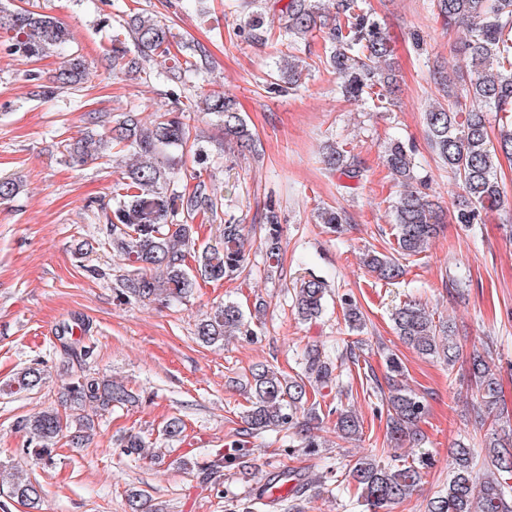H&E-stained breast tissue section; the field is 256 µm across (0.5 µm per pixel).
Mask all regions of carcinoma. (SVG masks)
<instances>
[{
    "label": "carcinoma",
    "instance_id": "1",
    "mask_svg": "<svg viewBox=\"0 0 512 512\" xmlns=\"http://www.w3.org/2000/svg\"><path fill=\"white\" fill-rule=\"evenodd\" d=\"M322 0H287L279 9V31L264 27L262 17L251 19L241 29L247 37L264 43H284L289 52H283L276 62V77L271 89L282 92L295 88L306 70L304 60L294 52V46L308 42L317 31L323 33L327 64L339 79L343 96L361 100L378 88L391 91L396 83L392 49L380 23L363 10L360 0H334L335 15L327 18L322 12ZM436 16L444 26L462 27L465 37L459 52L468 61V79L459 70L448 72L442 68L433 71L435 84L444 105L435 101L425 109L423 119L428 141L464 193L462 208L455 214L459 224H477L486 210L501 207L505 189L498 179L500 158L512 159V120L501 125L499 135L491 139L487 113H512V0H435ZM0 29L10 33L8 51L24 58H39L62 46L70 39L66 27L55 17L19 9H0ZM130 36L136 53H128L120 36ZM177 44L170 28L159 20L133 15L112 34V59L124 73H146L147 65L159 59L171 62L167 67L168 80L182 81V74L191 71L193 64L181 61L172 52ZM85 64L74 56L55 76L61 85L81 82ZM197 108L216 117L224 127V138L246 149L254 159L261 153L254 143L245 118L237 102L220 92H213ZM190 114L181 107L155 115L150 125L144 126L131 115L112 127L111 134L81 139L68 144L65 151L75 164L103 155L115 148L128 152L134 162L123 172L113 188L115 208L112 210V251L127 262L129 273L120 279L118 296L136 301H182L191 297L201 285L218 282L226 277H237L247 268L245 243L249 232L241 220L230 215L222 217L224 203L209 192L201 180V170L195 168L189 178L196 181L192 190L179 189L178 164L183 156L191 154L193 164L205 163L208 154L192 140ZM412 149L399 140L391 141L385 149V162L392 179L401 187L391 205L396 228L397 256L368 253L364 265L381 281L391 282L404 272L399 259H408L426 251L438 232L441 220L440 206L413 185L414 164ZM329 169L348 179L361 180L364 176L337 143L326 146L324 157ZM218 224L219 235L205 242L199 241L195 219ZM265 265L272 273L281 268L282 224L274 205L266 207L263 218ZM328 284L310 277L300 282L294 292V308L300 319L312 321L324 311ZM345 316L349 325L362 327V312L351 299L344 300ZM397 336L418 354L436 357L452 368L463 357L462 345L453 335V327L435 320L434 313L415 301H408L391 313ZM69 341L62 346L72 352L83 351V337L89 331L85 319L75 317L61 327ZM198 339L215 345L228 335H247L248 322L240 306L226 301L198 322ZM305 378L288 380L268 365H257L249 381L253 400L246 410L244 421L248 434L269 430H286L294 424L307 396L306 383L326 387L336 379L335 364L313 345L304 351ZM468 379L475 390L477 406L475 420L480 425L491 424L484 435L483 462L474 449L458 445L452 453L448 488L431 498L427 512H512V496L508 494V480L512 478V433L501 427L512 420L501 404V384L492 371L488 353L472 352L466 358ZM386 376L389 389L386 398V436L391 448H405L423 440L419 423L425 415V404L403 383L404 366L401 359L387 357ZM48 379L47 370L36 363L17 373L9 392L33 391ZM66 403L73 412L72 419L64 421L55 408L39 411L19 422V428L28 435L32 448L28 453L36 461L49 462L53 458L58 439L68 436L75 447L89 441L95 429L94 419L86 414L107 412L115 404H132L136 395L126 385L112 378L77 374L65 386ZM336 429L344 438L356 437L362 430L356 413L343 410L336 417ZM128 456L144 455L147 442L136 432L121 440ZM254 449L246 447L243 439L229 444V451L216 453L199 462L192 458L182 461L189 470L211 476L232 464L248 463ZM429 458L423 456L411 464L388 465L375 455L361 456L348 469L358 499L367 512H392L395 506L412 497L422 483ZM324 480L283 468L271 473L266 483L252 496L239 503L241 512H253L255 505L299 500L309 487L322 486ZM285 488V494L269 500L272 490ZM6 493L32 509H39L43 488L28 477H16L7 482ZM131 512H158L151 499L139 492L128 495Z\"/></svg>",
    "mask_w": 512,
    "mask_h": 512
}]
</instances>
